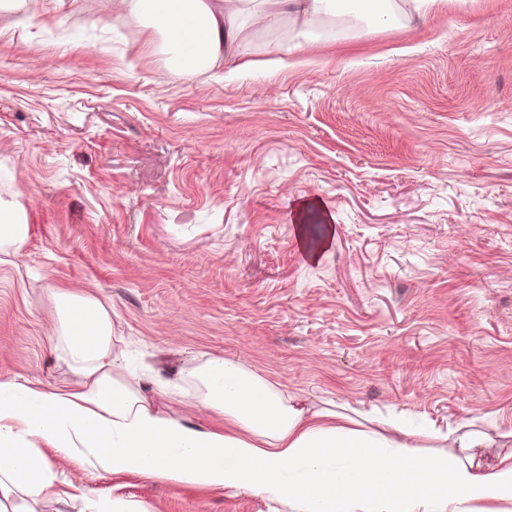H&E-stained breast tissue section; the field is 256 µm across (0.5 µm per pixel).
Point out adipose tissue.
Returning a JSON list of instances; mask_svg holds the SVG:
<instances>
[{
    "mask_svg": "<svg viewBox=\"0 0 512 512\" xmlns=\"http://www.w3.org/2000/svg\"><path fill=\"white\" fill-rule=\"evenodd\" d=\"M244 2L101 0V9L146 18L177 69L222 63L237 74L255 65L248 28L308 21L335 12L340 0ZM52 296L55 340L80 381L53 391L0 382V512H22L16 500H38L54 485L35 439L94 473L247 492L293 512H478L480 502L512 500V451L485 470L476 455L482 432H422L403 414L365 429L222 357L203 359L181 380L157 381L159 393L189 390L193 403L224 418L220 432L188 424L154 408L140 378L123 377L126 355L114 350L112 316L96 297L66 288ZM425 435L452 442L454 453H425Z\"/></svg>",
    "mask_w": 512,
    "mask_h": 512,
    "instance_id": "adipose-tissue-1",
    "label": "adipose tissue"
}]
</instances>
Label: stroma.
<instances>
[{
    "label": "stroma",
    "instance_id": "35a3bbf8",
    "mask_svg": "<svg viewBox=\"0 0 512 512\" xmlns=\"http://www.w3.org/2000/svg\"><path fill=\"white\" fill-rule=\"evenodd\" d=\"M82 37H70L71 29ZM318 201L317 260L295 233ZM0 202L30 234L0 258V381L72 387L46 320L75 288L155 403L203 356L235 359L314 408L473 425L512 450V0H449L361 23L274 73L172 68L162 36L100 0L0 8ZM53 497L111 491L152 512H291L52 448Z\"/></svg>",
    "mask_w": 512,
    "mask_h": 512
}]
</instances>
